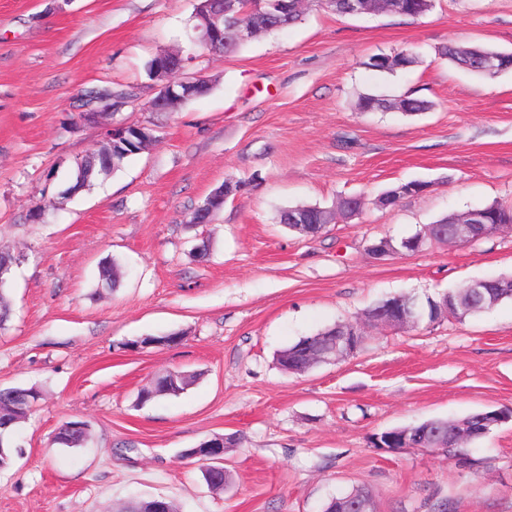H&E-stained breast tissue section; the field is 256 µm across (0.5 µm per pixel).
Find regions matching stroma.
<instances>
[{
	"mask_svg": "<svg viewBox=\"0 0 512 512\" xmlns=\"http://www.w3.org/2000/svg\"><path fill=\"white\" fill-rule=\"evenodd\" d=\"M197 0H0V250L18 255L5 288L0 389L39 400L17 426L24 450L0 471V512H119L163 496L178 512H323L357 489L375 512H512V421L469 443L472 467L423 448L389 453L373 435L474 410L512 409V301L419 329L369 330L352 357L304 373L278 351L401 293L418 297L512 274V233L378 261L441 217L512 207V69L463 71L443 46L512 52V0H433L426 14L339 15L312 6L292 27L221 58L191 46ZM190 55L210 91L171 112L147 62ZM413 53L394 72L374 55ZM89 89L127 94L82 119ZM391 101L363 112L359 97ZM430 102L407 114L394 101ZM145 125L148 149L69 194L106 124ZM244 182L208 224L193 210ZM409 181L425 192L375 204ZM361 212L307 238L278 221L295 205ZM44 206L45 217L30 212ZM117 288L102 287L105 261ZM173 346L128 349L142 336ZM178 370L177 396L139 391ZM82 420V447L54 444ZM230 483L214 492L185 449L214 435Z\"/></svg>",
	"mask_w": 512,
	"mask_h": 512,
	"instance_id": "35a3bbf8",
	"label": "stroma"
}]
</instances>
